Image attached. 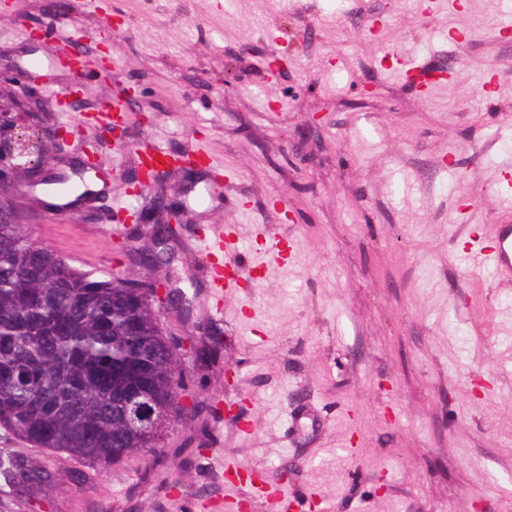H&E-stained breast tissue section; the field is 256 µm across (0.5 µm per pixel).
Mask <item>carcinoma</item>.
Masks as SVG:
<instances>
[{"label":"carcinoma","instance_id":"carcinoma-1","mask_svg":"<svg viewBox=\"0 0 512 512\" xmlns=\"http://www.w3.org/2000/svg\"><path fill=\"white\" fill-rule=\"evenodd\" d=\"M122 283L0 223V427L105 465L156 447L176 400V353L151 299ZM115 393L150 402L157 424H126ZM15 468L22 483L44 479L21 460Z\"/></svg>","mask_w":512,"mask_h":512}]
</instances>
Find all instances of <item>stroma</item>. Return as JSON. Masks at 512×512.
Instances as JSON below:
<instances>
[{
	"instance_id": "1",
	"label": "stroma",
	"mask_w": 512,
	"mask_h": 512,
	"mask_svg": "<svg viewBox=\"0 0 512 512\" xmlns=\"http://www.w3.org/2000/svg\"><path fill=\"white\" fill-rule=\"evenodd\" d=\"M10 2L0 62L51 77L44 174L97 167L78 206L15 196L24 232L186 307L157 313L178 364L154 451L105 466L1 428L0 512H512V280L473 258L512 205V0ZM62 50L111 69L68 111ZM401 56L455 72L425 91ZM123 86L117 141L89 116ZM147 146L204 157L162 180L191 218L163 241L106 219L149 207L124 184ZM221 228L266 262L226 294L202 245ZM15 458L46 478L14 483Z\"/></svg>"
}]
</instances>
